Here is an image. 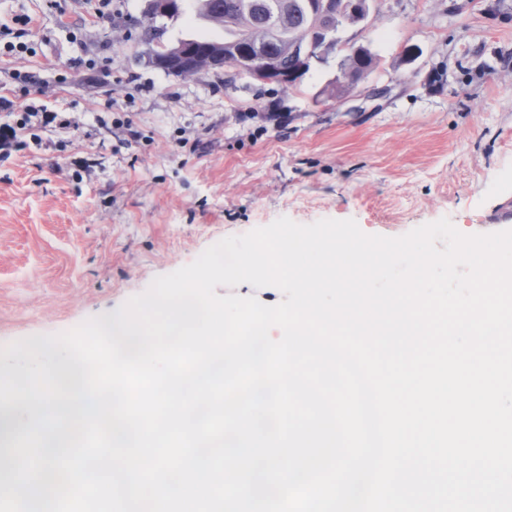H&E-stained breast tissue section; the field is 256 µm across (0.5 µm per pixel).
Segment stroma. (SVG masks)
Instances as JSON below:
<instances>
[{"label": "stroma", "instance_id": "obj_1", "mask_svg": "<svg viewBox=\"0 0 512 512\" xmlns=\"http://www.w3.org/2000/svg\"><path fill=\"white\" fill-rule=\"evenodd\" d=\"M374 0L363 35L378 64L343 103L323 95L337 57L289 97L213 74L148 66L134 27L146 0H0L30 18L23 54H0V138L27 105L57 122L0 153V346L112 316L159 276L280 217L355 220L397 237L449 218L463 234L512 230V0ZM418 58L400 64L405 47ZM442 86H430L433 69ZM35 83L19 91L13 75ZM130 117L131 127L118 125Z\"/></svg>", "mask_w": 512, "mask_h": 512}]
</instances>
